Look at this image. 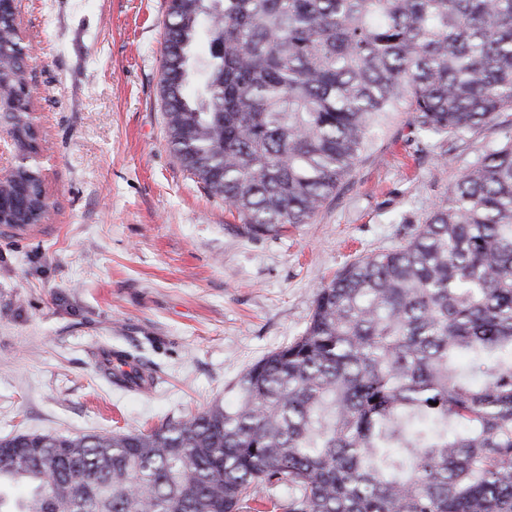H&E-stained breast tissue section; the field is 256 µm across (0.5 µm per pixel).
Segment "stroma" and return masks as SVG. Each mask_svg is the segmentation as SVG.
Masks as SVG:
<instances>
[{
	"label": "stroma",
	"instance_id": "stroma-1",
	"mask_svg": "<svg viewBox=\"0 0 512 512\" xmlns=\"http://www.w3.org/2000/svg\"><path fill=\"white\" fill-rule=\"evenodd\" d=\"M169 0H20L49 219L0 230V437L145 430L216 400L302 334L318 288L396 246L505 125L419 149L397 113L317 216L246 232L168 145ZM153 371L151 392L96 369L100 351Z\"/></svg>",
	"mask_w": 512,
	"mask_h": 512
}]
</instances>
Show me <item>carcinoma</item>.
<instances>
[{"mask_svg":"<svg viewBox=\"0 0 512 512\" xmlns=\"http://www.w3.org/2000/svg\"><path fill=\"white\" fill-rule=\"evenodd\" d=\"M207 44L198 75L195 57ZM14 0L0 113L35 150ZM169 145L252 234L307 224L397 112L453 144L512 111V0H170ZM0 224H40L33 167ZM237 401L146 431L0 438V512H512V136L485 144L423 223L344 266Z\"/></svg>","mask_w":512,"mask_h":512,"instance_id":"1","label":"carcinoma"}]
</instances>
